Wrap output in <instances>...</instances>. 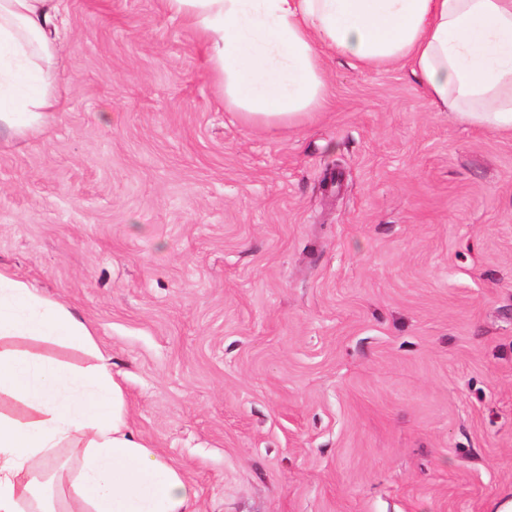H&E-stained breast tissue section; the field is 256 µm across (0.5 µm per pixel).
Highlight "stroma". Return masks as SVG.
<instances>
[{
  "mask_svg": "<svg viewBox=\"0 0 512 512\" xmlns=\"http://www.w3.org/2000/svg\"><path fill=\"white\" fill-rule=\"evenodd\" d=\"M60 102L0 133V268L79 317L193 512H492L512 495V134L409 67L327 63L299 126L224 108L164 0H57Z\"/></svg>",
  "mask_w": 512,
  "mask_h": 512,
  "instance_id": "stroma-1",
  "label": "stroma"
}]
</instances>
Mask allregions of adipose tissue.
Masks as SVG:
<instances>
[{
	"label": "adipose tissue",
	"mask_w": 512,
	"mask_h": 512,
	"mask_svg": "<svg viewBox=\"0 0 512 512\" xmlns=\"http://www.w3.org/2000/svg\"><path fill=\"white\" fill-rule=\"evenodd\" d=\"M203 42L224 105L263 126H296L329 104L324 58L407 63L435 111L512 133V0H165ZM55 0H0V129L23 135L57 101L41 66L57 49ZM11 337L95 349L64 304L0 270V512H59L55 451L82 448L69 491L83 512H192L177 465L132 435L107 363L77 371L2 346Z\"/></svg>",
	"instance_id": "1"
}]
</instances>
